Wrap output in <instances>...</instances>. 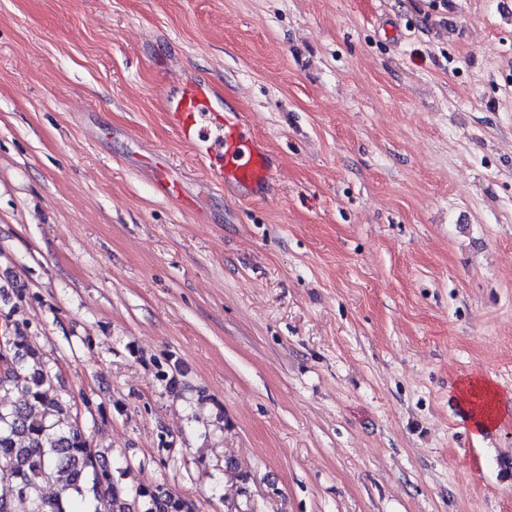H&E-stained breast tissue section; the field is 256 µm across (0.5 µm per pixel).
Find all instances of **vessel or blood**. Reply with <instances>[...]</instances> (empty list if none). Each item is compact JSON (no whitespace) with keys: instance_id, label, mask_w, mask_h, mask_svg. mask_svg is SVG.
<instances>
[{"instance_id":"b4317fda","label":"vessel or blood","mask_w":512,"mask_h":512,"mask_svg":"<svg viewBox=\"0 0 512 512\" xmlns=\"http://www.w3.org/2000/svg\"><path fill=\"white\" fill-rule=\"evenodd\" d=\"M213 97L209 83H184L164 101L172 127L206 161L208 179L261 187L270 170L264 150L248 137L242 117L217 109Z\"/></svg>"}]
</instances>
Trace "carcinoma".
<instances>
[{"label":"carcinoma","instance_id":"1","mask_svg":"<svg viewBox=\"0 0 512 512\" xmlns=\"http://www.w3.org/2000/svg\"><path fill=\"white\" fill-rule=\"evenodd\" d=\"M0 335V392L18 395L0 406V469L13 479L12 497L27 501L29 512H196L189 499L115 480L72 405L48 392L59 376L26 329L5 315ZM47 484L59 486L56 495L42 494Z\"/></svg>","mask_w":512,"mask_h":512}]
</instances>
